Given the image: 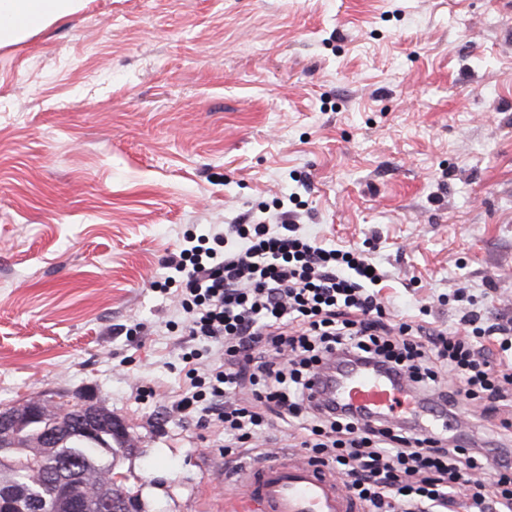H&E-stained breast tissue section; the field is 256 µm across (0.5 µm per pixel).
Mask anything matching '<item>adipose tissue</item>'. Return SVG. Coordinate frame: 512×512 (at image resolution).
Masks as SVG:
<instances>
[{"mask_svg":"<svg viewBox=\"0 0 512 512\" xmlns=\"http://www.w3.org/2000/svg\"><path fill=\"white\" fill-rule=\"evenodd\" d=\"M81 0H0V44L76 12Z\"/></svg>","mask_w":512,"mask_h":512,"instance_id":"adipose-tissue-1","label":"adipose tissue"}]
</instances>
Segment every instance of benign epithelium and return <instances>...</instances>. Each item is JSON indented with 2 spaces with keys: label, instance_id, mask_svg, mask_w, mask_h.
Wrapping results in <instances>:
<instances>
[{
  "label": "benign epithelium",
  "instance_id": "7a95c632",
  "mask_svg": "<svg viewBox=\"0 0 512 512\" xmlns=\"http://www.w3.org/2000/svg\"><path fill=\"white\" fill-rule=\"evenodd\" d=\"M49 400L33 398L0 408V465L15 477L0 481V512H132L135 500L116 483L92 487L88 473L58 448L77 437L112 454L134 439L123 422L95 405L79 403L76 415L50 420Z\"/></svg>",
  "mask_w": 512,
  "mask_h": 512
}]
</instances>
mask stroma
<instances>
[{
	"label": "stroma",
	"instance_id": "1",
	"mask_svg": "<svg viewBox=\"0 0 512 512\" xmlns=\"http://www.w3.org/2000/svg\"><path fill=\"white\" fill-rule=\"evenodd\" d=\"M280 204L392 319L457 327L461 289L512 319V0H84L0 45V407L94 403L139 512H242L150 283Z\"/></svg>",
	"mask_w": 512,
	"mask_h": 512
}]
</instances>
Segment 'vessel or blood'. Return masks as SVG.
I'll use <instances>...</instances> for the list:
<instances>
[{
    "label": "vessel or blood",
    "mask_w": 512,
    "mask_h": 512,
    "mask_svg": "<svg viewBox=\"0 0 512 512\" xmlns=\"http://www.w3.org/2000/svg\"><path fill=\"white\" fill-rule=\"evenodd\" d=\"M405 395L404 384L353 366L343 372L333 397L361 413L390 416ZM237 483L247 491L252 512H359L335 475L291 451L243 463Z\"/></svg>",
    "instance_id": "obj_1"
}]
</instances>
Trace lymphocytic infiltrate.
<instances>
[{
  "label": "lymphocytic infiltrate",
  "instance_id": "lymphocytic-infiltrate-1",
  "mask_svg": "<svg viewBox=\"0 0 512 512\" xmlns=\"http://www.w3.org/2000/svg\"><path fill=\"white\" fill-rule=\"evenodd\" d=\"M156 282L182 281L176 317L197 347L182 355L185 389L174 410L219 429L224 450L253 449L272 419L309 459L331 468L365 512H512V454L471 448L387 417L363 418L317 398L328 363L365 364L406 380L456 416L481 406L512 430L500 405L512 398V326L489 322L474 295L457 292L461 326L407 317L391 322L364 251L319 242L288 219L259 218L186 233ZM224 354L207 362L210 347Z\"/></svg>",
  "mask_w": 512,
  "mask_h": 512
}]
</instances>
